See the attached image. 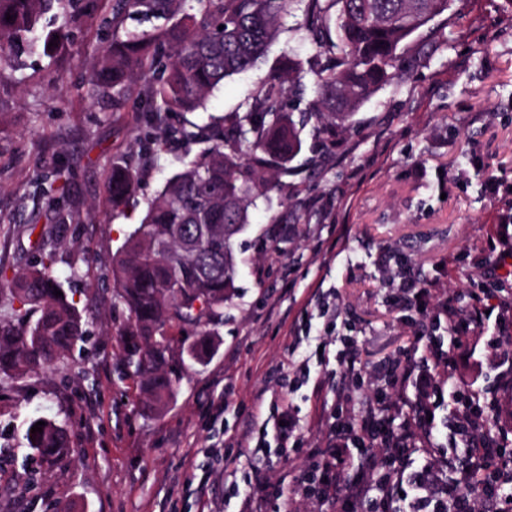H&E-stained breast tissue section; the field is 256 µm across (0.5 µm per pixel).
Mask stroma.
<instances>
[{
	"mask_svg": "<svg viewBox=\"0 0 512 512\" xmlns=\"http://www.w3.org/2000/svg\"><path fill=\"white\" fill-rule=\"evenodd\" d=\"M297 22L287 18L264 64L226 80L188 120L203 126L238 111L285 57L308 65L315 47ZM436 22L448 24V43L424 30L413 35L404 50L408 75L365 102L334 146L323 149L304 131L293 175L257 199L236 240L243 263L214 354L184 373L156 416L141 414L137 383L123 373L127 312L104 298L102 278L185 149L173 144L139 162L144 81L132 82L117 107L86 96L104 46L90 19L72 24L56 52L0 67V273L42 259V242H52L51 269L76 289L87 329L62 362L0 384V512L71 504L79 512H224L229 486L254 465L226 457L224 430L251 437L255 396L281 395L274 370L288 362L295 331L318 335L322 306L335 305L339 334L357 337L358 365L382 369L414 350L418 331L414 311L392 302L389 276L411 269L456 307L469 305L473 284L490 279L486 240L512 238V226L500 222L512 213V8L467 0L453 21ZM134 161L135 193L113 208L107 179ZM57 170L62 224L47 220V200L35 188ZM491 334L473 335L476 353L458 359L455 372L458 383L485 393L499 373L485 347ZM293 401L303 450L263 470L287 495L309 451L326 445L312 384ZM37 417L63 424L72 442V454L49 468L25 440Z\"/></svg>",
	"mask_w": 512,
	"mask_h": 512,
	"instance_id": "obj_1",
	"label": "stroma"
}]
</instances>
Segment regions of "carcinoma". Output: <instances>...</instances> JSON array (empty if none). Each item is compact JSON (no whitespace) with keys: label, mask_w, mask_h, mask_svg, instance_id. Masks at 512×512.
Returning a JSON list of instances; mask_svg holds the SVG:
<instances>
[{"label":"carcinoma","mask_w":512,"mask_h":512,"mask_svg":"<svg viewBox=\"0 0 512 512\" xmlns=\"http://www.w3.org/2000/svg\"><path fill=\"white\" fill-rule=\"evenodd\" d=\"M465 0H112L99 12L98 0H0V57L48 51L54 36L64 39L77 16L97 18L113 33L132 13L166 21L152 33L128 31L113 38L90 74L86 95L124 99L125 86L161 73L140 102L148 113L143 150L157 154L171 143H207L193 160L168 178L147 202L140 224L114 257L113 292L129 318L120 329L122 359L132 370L143 403L161 410L173 398L184 372L214 351L208 326L224 322L238 274L235 239L249 209L273 181L290 174L289 163L302 149L305 124L283 109L286 85L303 79L299 63L268 78L241 112L225 126L202 129L174 124L167 114L202 107L224 80L252 69L265 55L283 16L301 11L300 29L315 41L314 99L308 118L313 132L333 144L334 133L354 124L369 97L406 72L400 50L415 33ZM61 21L43 34L49 12ZM12 19H6V15ZM138 169L112 168L106 191L115 206L133 193ZM52 256L5 281L12 301L33 313L16 322L0 321V383L15 381L63 359L86 334L74 298L50 272ZM63 295L57 296L54 291ZM196 330L189 339L173 329ZM25 439L41 464L73 451L66 430L47 420L42 432Z\"/></svg>","instance_id":"obj_1"}]
</instances>
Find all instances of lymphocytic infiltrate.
<instances>
[{
	"label": "lymphocytic infiltrate",
	"instance_id": "1",
	"mask_svg": "<svg viewBox=\"0 0 512 512\" xmlns=\"http://www.w3.org/2000/svg\"><path fill=\"white\" fill-rule=\"evenodd\" d=\"M486 259L493 274L494 289L472 292V303L457 312L451 300H437L430 281L401 276L390 285L396 301L414 310L432 368L418 369L414 359L395 360L387 368L385 388L372 392L361 415L352 412L353 395L337 391L330 408L323 412L328 445L294 494L273 489L259 474L233 485L239 512H299V501L315 506H337L338 512H512V435L499 432L495 438L478 437L490 402L480 393L455 385L454 351L445 350L439 338L447 333L457 349L467 347L475 330L492 325L487 341L498 351L502 370L498 386L512 390V243L489 240ZM304 343L334 347V355H322L318 386H325L337 371L355 367L356 342L343 337L304 336ZM422 383L421 394L407 393L411 377ZM448 396L455 417L453 435L446 449L433 438L435 421L430 413ZM272 409L255 437L244 440L227 435L229 447L271 466L288 460V448L299 443L304 430L291 415L288 397L264 402ZM367 461L365 469L351 474L354 457Z\"/></svg>",
	"mask_w": 512,
	"mask_h": 512
}]
</instances>
